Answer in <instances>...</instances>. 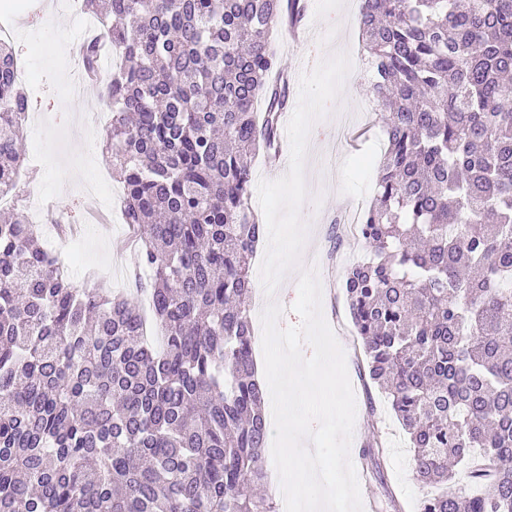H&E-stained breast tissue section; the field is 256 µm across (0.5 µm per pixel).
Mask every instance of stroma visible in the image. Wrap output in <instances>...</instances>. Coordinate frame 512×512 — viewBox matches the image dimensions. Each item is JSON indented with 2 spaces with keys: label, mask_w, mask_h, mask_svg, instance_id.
<instances>
[{
  "label": "stroma",
  "mask_w": 512,
  "mask_h": 512,
  "mask_svg": "<svg viewBox=\"0 0 512 512\" xmlns=\"http://www.w3.org/2000/svg\"><path fill=\"white\" fill-rule=\"evenodd\" d=\"M303 2L302 24L308 39L296 43L284 33L273 45L282 68L291 75L290 105L298 103V76L312 69L313 57L348 52L354 59L350 71L354 81L344 85L340 98L329 104L325 118L312 127L309 135L305 165L309 198L302 207L309 235L302 258L305 264L318 267L326 321L331 328L348 330L339 343L345 352L357 409L350 458L356 463L361 492L367 497L366 512H419L428 490L412 479L406 437L384 393L374 390L359 373L355 336L350 332L352 322L342 290L346 267L335 261L352 245L331 219L352 200L371 201L382 148L378 119L363 108L370 99L372 73L360 59L356 17L361 0ZM14 4L19 7L22 23L11 46L31 73L28 113L34 121L26 127L24 149L26 154L35 155L36 161L33 170L24 176L27 190L52 205L66 223L82 226L79 252L64 258L74 284L86 282L93 274L99 280L111 281L113 287H127V279L111 278L110 265L118 263L127 271L132 268L134 254L117 248L129 232L128 225L118 216L108 227L87 221L89 201H107L111 186L103 184L96 193L83 186L85 179L98 174L107 155L102 146L92 145L90 136L74 130L86 105L67 95L71 76L60 57L59 40L76 36L79 24L67 10L49 15L46 0H0V7ZM375 435L386 441L389 449L378 473L373 470V461L360 457L364 445Z\"/></svg>",
  "instance_id": "stroma-1"
}]
</instances>
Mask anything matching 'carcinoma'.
Here are the masks:
<instances>
[{"mask_svg": "<svg viewBox=\"0 0 512 512\" xmlns=\"http://www.w3.org/2000/svg\"><path fill=\"white\" fill-rule=\"evenodd\" d=\"M114 16L103 145L124 187L138 302L74 285L24 210L0 224V512H278L247 300L299 0H83ZM384 135L342 287L420 512H512V0H362ZM0 41V193L28 97ZM263 103V115L254 112ZM372 439L362 458L380 465ZM464 467L468 485L455 480ZM288 161H289V141H288V148L283 146V154L281 158V163L279 165V169L270 170L264 165V161H262L261 157L258 156L254 163L252 168V199L251 204L256 211V213H259L263 216V224H266L264 214L262 212V209L258 203L257 198V186L260 179H267V180H274L282 175L285 174L288 168Z\"/></svg>", "mask_w": 512, "mask_h": 512, "instance_id": "cac0c4a2", "label": "carcinoma"}]
</instances>
